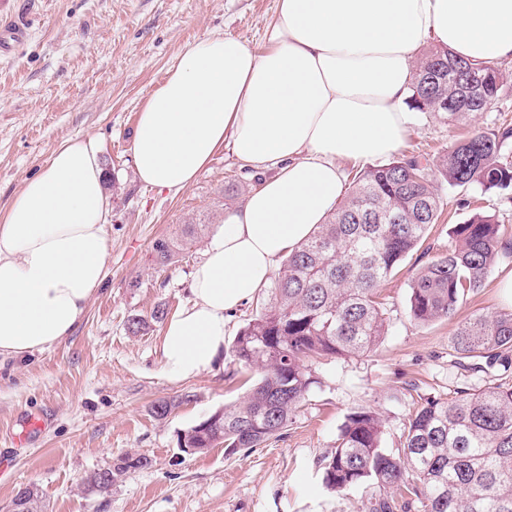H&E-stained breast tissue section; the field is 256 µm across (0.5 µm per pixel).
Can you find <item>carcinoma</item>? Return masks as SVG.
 Listing matches in <instances>:
<instances>
[{"label":"carcinoma","mask_w":512,"mask_h":512,"mask_svg":"<svg viewBox=\"0 0 512 512\" xmlns=\"http://www.w3.org/2000/svg\"><path fill=\"white\" fill-rule=\"evenodd\" d=\"M505 75L475 66L447 48H431L416 63L409 107L450 124L485 112ZM507 124L466 136L439 156L448 185L512 190V162L503 148ZM442 200L414 155L359 171L335 213L286 258L259 310L234 338L232 362L259 378L241 400L224 406L220 422L179 434L191 453L217 445L234 453L260 446L283 430L317 383L307 361L376 350L391 327L381 285L420 247L441 215ZM398 218L381 224L378 215ZM217 214L207 217L208 221ZM205 220V221H207ZM189 220L182 234L155 242L154 262L165 266L208 225ZM454 245L424 265L410 286L409 312L420 324L451 318L470 292L484 285L501 259L512 255V235L495 215L475 213L450 228ZM458 358L481 357L503 367L498 381L451 399L428 398L404 433L402 450L383 446V421L360 407L343 423L336 448L325 458L323 484L342 492L377 485L391 493L374 498L371 512H512V313L475 314L452 338ZM143 454H124L83 480L104 493L112 479L149 466Z\"/></svg>","instance_id":"obj_1"}]
</instances>
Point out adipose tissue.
I'll return each instance as SVG.
<instances>
[{
    "label": "adipose tissue",
    "instance_id": "1",
    "mask_svg": "<svg viewBox=\"0 0 512 512\" xmlns=\"http://www.w3.org/2000/svg\"><path fill=\"white\" fill-rule=\"evenodd\" d=\"M255 52L213 35L181 49L150 94L132 139L136 173L179 193L224 141L275 169L225 211L192 272L189 304L161 342L165 376L213 371L227 318L325 223L344 194L338 160L395 153L413 112L417 55L429 42L477 65L512 63V0H278ZM102 146L63 142L0 215V356L66 339L105 280L110 211Z\"/></svg>",
    "mask_w": 512,
    "mask_h": 512
}]
</instances>
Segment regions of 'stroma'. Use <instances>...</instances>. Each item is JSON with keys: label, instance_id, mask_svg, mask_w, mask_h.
<instances>
[{"label": "stroma", "instance_id": "1", "mask_svg": "<svg viewBox=\"0 0 512 512\" xmlns=\"http://www.w3.org/2000/svg\"><path fill=\"white\" fill-rule=\"evenodd\" d=\"M276 8L277 0H0V22L20 19L28 28L21 44L0 55V210L72 137L101 141L115 184L108 193L106 280L85 318L60 344L24 361L0 360V512L27 485L38 489L46 512H370L375 488L336 494L322 483L323 459L347 414L358 407L378 412L384 445L397 451L422 399L495 383L496 369L459 366L450 341L473 314L512 311L500 288L512 275V257L464 297L453 319L414 323L408 301L416 273L446 253L450 228L471 217L464 200L512 228V199L448 186L436 173L443 216L385 285L391 327L379 349L320 365L318 384L287 427L260 446L234 454L179 449L180 432L239 401L257 373L231 364L224 351L213 372L185 381L164 375L165 324L151 315L159 308L174 314L188 301L204 245L163 267L153 247L188 218L239 207L266 173L225 148L172 195L137 180L132 131L185 43L224 34L262 49ZM502 70L503 90L492 109L457 126L416 113L402 151L432 161L463 134L512 123V65ZM230 186L238 195H225ZM133 315L150 319V327L129 332ZM162 398L180 402L163 420L152 412ZM33 417L41 429H28ZM131 452L148 455L151 465L120 477L107 492H84L86 475Z\"/></svg>", "mask_w": 512, "mask_h": 512}]
</instances>
